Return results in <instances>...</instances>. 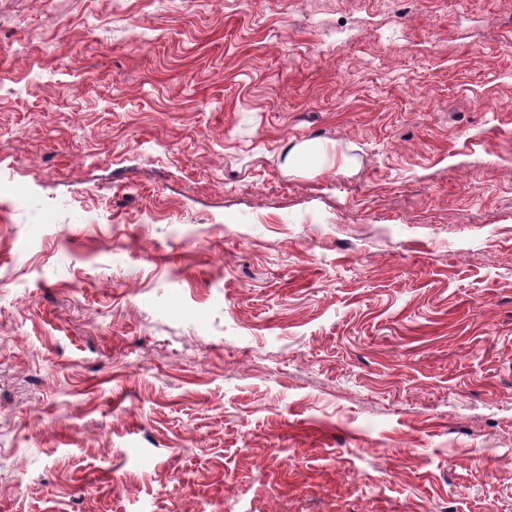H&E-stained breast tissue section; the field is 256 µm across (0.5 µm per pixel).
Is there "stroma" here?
I'll use <instances>...</instances> for the list:
<instances>
[{"mask_svg": "<svg viewBox=\"0 0 512 512\" xmlns=\"http://www.w3.org/2000/svg\"><path fill=\"white\" fill-rule=\"evenodd\" d=\"M0 512H512V0H0Z\"/></svg>", "mask_w": 512, "mask_h": 512, "instance_id": "stroma-1", "label": "stroma"}]
</instances>
